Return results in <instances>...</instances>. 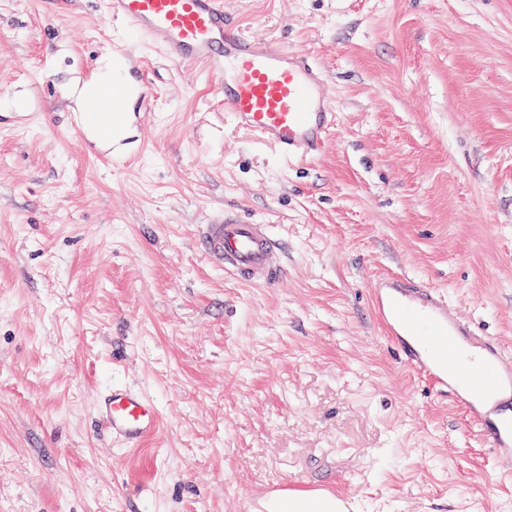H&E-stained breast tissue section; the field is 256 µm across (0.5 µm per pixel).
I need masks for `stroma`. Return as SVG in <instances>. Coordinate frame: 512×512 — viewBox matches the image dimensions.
I'll use <instances>...</instances> for the list:
<instances>
[{
	"label": "stroma",
	"mask_w": 512,
	"mask_h": 512,
	"mask_svg": "<svg viewBox=\"0 0 512 512\" xmlns=\"http://www.w3.org/2000/svg\"><path fill=\"white\" fill-rule=\"evenodd\" d=\"M224 9L323 73L316 158L283 163L201 67L137 45L158 118L107 168L60 96L112 37L103 0H0V512H244L281 479L350 512H512L475 424L371 313L373 281L409 275L512 356V0ZM219 209L285 245L276 286L197 250ZM113 384L158 405L154 439L100 429Z\"/></svg>",
	"instance_id": "stroma-1"
}]
</instances>
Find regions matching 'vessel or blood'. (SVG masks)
<instances>
[{"label": "vessel or blood", "mask_w": 512, "mask_h": 512, "mask_svg": "<svg viewBox=\"0 0 512 512\" xmlns=\"http://www.w3.org/2000/svg\"><path fill=\"white\" fill-rule=\"evenodd\" d=\"M119 32L111 47L112 79L87 63L79 84L83 107L70 115L80 147L113 166L138 155V137L156 115L157 93L136 66L132 47L148 44L174 64L201 63L224 110L238 127L273 145L284 159L312 156L336 125L322 96L324 77L307 57L275 37L258 41L228 20L224 0H106ZM209 260L234 279L275 286L283 245L267 225L213 213L197 235ZM372 312L403 365L464 406L498 462L512 474V358L499 343L451 316L436 288L398 273L379 277ZM96 414L114 440L139 447L160 429L157 405L124 385L101 391Z\"/></svg>", "instance_id": "1"}]
</instances>
